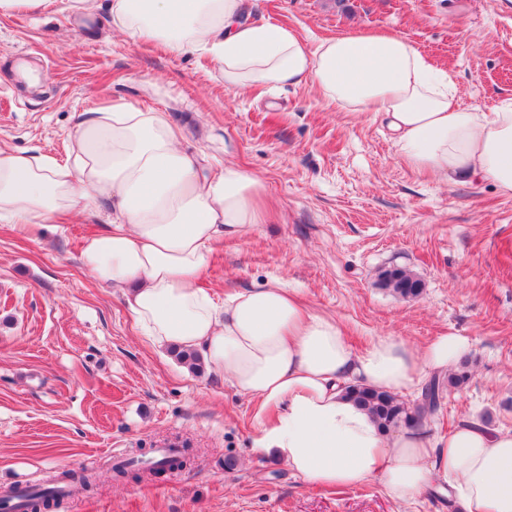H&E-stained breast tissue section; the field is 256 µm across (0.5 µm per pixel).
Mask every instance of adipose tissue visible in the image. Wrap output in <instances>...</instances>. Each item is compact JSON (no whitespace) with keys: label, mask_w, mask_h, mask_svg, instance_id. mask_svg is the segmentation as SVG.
<instances>
[{"label":"adipose tissue","mask_w":512,"mask_h":512,"mask_svg":"<svg viewBox=\"0 0 512 512\" xmlns=\"http://www.w3.org/2000/svg\"><path fill=\"white\" fill-rule=\"evenodd\" d=\"M112 28L131 42L209 56L231 91L311 85L336 109L384 114L400 159L439 181L489 180L512 193V100L459 107L447 70L393 31L359 30L309 44L292 28L252 19L248 0H111ZM160 112L116 101L77 131L71 161L0 149V221L39 227L111 205L89 236L83 267L124 289L153 347L200 355L254 405V451L323 488L379 480L402 503L436 478L450 512H512V430L461 418L442 440L382 431L345 392L361 384L409 393L444 371L465 339L417 351L393 336L354 352L334 319L276 284L217 302L199 285L211 244L263 223V181L237 164L214 170L182 149Z\"/></svg>","instance_id":"obj_1"}]
</instances>
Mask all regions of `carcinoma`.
I'll return each mask as SVG.
<instances>
[{
    "label": "carcinoma",
    "instance_id": "obj_1",
    "mask_svg": "<svg viewBox=\"0 0 512 512\" xmlns=\"http://www.w3.org/2000/svg\"><path fill=\"white\" fill-rule=\"evenodd\" d=\"M382 286L405 298H416L422 293L419 279L404 269L394 268L382 274ZM468 374L464 370L448 374V382L436 378L423 388L421 403L410 408L396 396L383 390L370 387H358L348 390V394L360 405L367 408L384 430H391L402 425H421L431 418L440 407V394L445 387L458 388L466 382ZM186 449L179 448L167 461L150 463L148 472L152 475L167 470H175L186 464ZM143 471L140 461H118L112 467L117 480H138ZM66 485L78 486L85 491L93 489L95 478L91 474L77 475L64 472L54 476L45 483L27 489L23 494L25 512H47L64 497L62 488Z\"/></svg>",
    "mask_w": 512,
    "mask_h": 512
}]
</instances>
